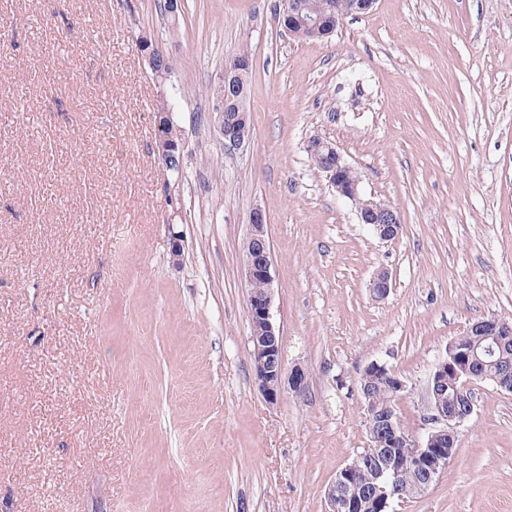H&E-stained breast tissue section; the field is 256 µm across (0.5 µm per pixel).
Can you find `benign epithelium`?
<instances>
[{"instance_id":"benign-epithelium-1","label":"benign epithelium","mask_w":512,"mask_h":512,"mask_svg":"<svg viewBox=\"0 0 512 512\" xmlns=\"http://www.w3.org/2000/svg\"><path fill=\"white\" fill-rule=\"evenodd\" d=\"M279 12L288 13V34H293L296 27H303L317 39L330 38L346 17V13L332 4L322 14L310 7L304 13L298 0H279ZM142 58L158 84L168 80L166 65L161 63L164 55H157L150 49ZM243 69L244 64L236 57L226 63L215 92L214 124L224 139V148L228 150L244 146L252 135L249 113L245 108L244 86L241 84ZM169 121L170 113H155L156 149L166 169L179 167L182 163V152L178 151V145L161 134ZM307 149L319 161L318 168L326 174L336 193L354 203L359 223L371 226L373 233L382 241H391L399 235V212L382 201L363 195L361 177H352L355 168L345 162L333 144L314 139L309 142ZM267 224L266 210L254 208L250 214L251 232L245 247V283L248 288V316L252 327L250 341L256 379L266 398L275 402L286 384L295 391L302 390L305 387V373L296 368L290 374H285L282 337L271 316L274 301L273 256ZM391 286L392 276L386 268L377 270L370 282L372 294L379 299L389 294ZM463 336L469 343L453 339L429 377V421L435 424V428L425 437L403 432L395 409L389 407L377 412L372 403L365 405L370 444L364 449L362 457L376 459L378 467L365 470L347 463L338 470L326 490L328 512H353L355 491L362 476L370 486L375 503L382 512H389L397 493L396 478L405 468L414 467L420 471L422 493L427 492L448 468L450 454L444 444L457 443V428L474 411L473 386L486 381V377L477 375L475 369L486 356L497 349L503 351L512 344V322L498 317L484 318L469 324ZM450 372L456 381V394L468 401L469 407L464 412L445 406L443 385L448 382ZM363 374L389 379L391 399L395 401L406 389L404 381L384 364L372 362L364 368Z\"/></svg>"}]
</instances>
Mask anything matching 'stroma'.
I'll return each instance as SVG.
<instances>
[{
    "instance_id": "obj_1",
    "label": "stroma",
    "mask_w": 512,
    "mask_h": 512,
    "mask_svg": "<svg viewBox=\"0 0 512 512\" xmlns=\"http://www.w3.org/2000/svg\"><path fill=\"white\" fill-rule=\"evenodd\" d=\"M183 3L172 31L157 0H0V512H326L368 443L362 370L405 382L421 437L448 343L512 320V0H376L327 40L283 32L278 0ZM143 35L174 60L165 86ZM245 47L252 138L228 151L209 90ZM316 138L397 208L395 240L314 167ZM258 206L284 365L306 376L273 404L244 287ZM457 432L395 512H512V393L476 385ZM156 149L158 157L165 169L179 167L182 163V152L178 151V145L168 141L161 134L167 123L171 121L169 112H155Z\"/></svg>"
}]
</instances>
